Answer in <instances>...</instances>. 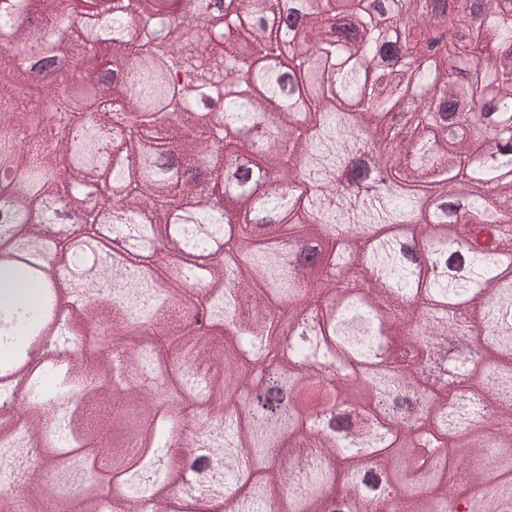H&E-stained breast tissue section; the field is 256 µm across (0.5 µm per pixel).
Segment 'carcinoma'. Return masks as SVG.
I'll list each match as a JSON object with an SVG mask.
<instances>
[{
	"instance_id": "1",
	"label": "carcinoma",
	"mask_w": 512,
	"mask_h": 512,
	"mask_svg": "<svg viewBox=\"0 0 512 512\" xmlns=\"http://www.w3.org/2000/svg\"><path fill=\"white\" fill-rule=\"evenodd\" d=\"M140 2L0 0V150L16 171L0 178V290H35L0 297V378L42 361L22 414L0 412V498L18 512H43L50 493L66 512H207L208 499L319 512L324 498L330 512H512V0H157L148 16ZM287 9L308 49L286 80L250 72L242 46L278 54ZM72 47L102 73L81 112L86 69L67 65L56 97L35 98L21 63ZM31 112L48 124L18 141ZM191 112L218 124L189 126ZM390 113L413 117L406 139L379 127L385 151L360 168ZM221 125L258 178L285 140L282 185L239 217L242 247L206 202L249 190L229 177ZM108 208L112 235L139 246L120 267L97 262V298L62 308L56 267L83 262L70 238ZM284 302L325 314L288 365L267 366L281 336L256 308ZM54 320L62 348L46 351ZM103 324L116 352L74 357ZM462 328L470 366L432 382L418 347ZM133 367L163 383L139 386ZM336 407L355 421L336 426ZM100 438L112 454L90 461ZM47 443L54 486H17L27 449ZM108 472L120 483L106 492Z\"/></svg>"
}]
</instances>
